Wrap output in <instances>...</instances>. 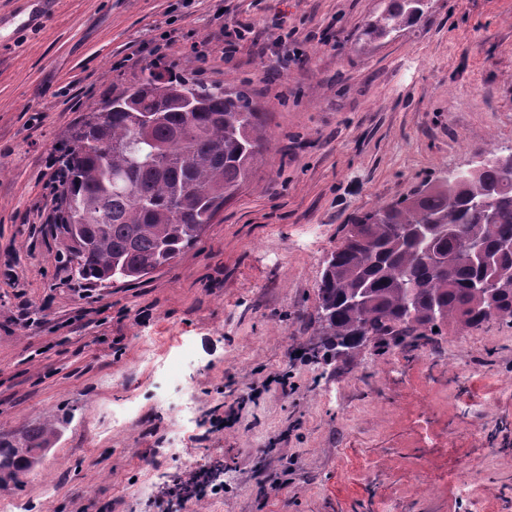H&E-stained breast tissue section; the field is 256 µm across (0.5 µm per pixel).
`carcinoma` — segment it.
I'll list each match as a JSON object with an SVG mask.
<instances>
[{
	"label": "carcinoma",
	"mask_w": 512,
	"mask_h": 512,
	"mask_svg": "<svg viewBox=\"0 0 512 512\" xmlns=\"http://www.w3.org/2000/svg\"><path fill=\"white\" fill-rule=\"evenodd\" d=\"M424 14V0H389L364 35L386 36ZM199 98L188 111L184 94ZM152 117L149 125L137 116ZM267 136L249 91L195 84L152 71L89 113L63 155L64 223L74 243L77 274L91 283L135 281L175 259L254 174ZM495 210L489 224L485 206ZM427 224L448 253L439 269L424 244L405 236ZM453 224L456 234L440 230ZM512 236V169L488 166L465 181L443 176L413 195L370 211L348 225L317 286L318 320L327 357L368 337L378 346L418 328H477L490 304L473 285L486 272L465 256L471 243L495 250ZM366 298L356 307L353 293ZM498 316L512 318V275L496 287ZM56 435L50 422L20 437L0 436V484L21 482Z\"/></svg>",
	"instance_id": "obj_1"
}]
</instances>
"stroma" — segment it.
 <instances>
[{"label":"stroma","instance_id":"35a3bbf8","mask_svg":"<svg viewBox=\"0 0 512 512\" xmlns=\"http://www.w3.org/2000/svg\"><path fill=\"white\" fill-rule=\"evenodd\" d=\"M387 4L0 0V436L56 427L0 506L168 512L158 491L194 463L222 469L224 492L184 512H512L511 321L323 362L317 284L345 225L512 152V0H425L417 25L365 37ZM233 19L255 34L226 64ZM283 27L303 60L272 73ZM165 32L166 68L249 87L269 145L174 260L93 286L64 262L45 160L146 75ZM205 40L203 65L191 47ZM185 346L194 406L174 417L156 397ZM129 397L138 423L112 427Z\"/></svg>","mask_w":512,"mask_h":512}]
</instances>
